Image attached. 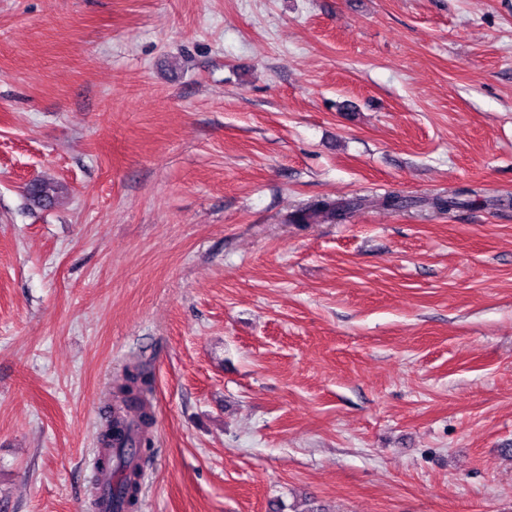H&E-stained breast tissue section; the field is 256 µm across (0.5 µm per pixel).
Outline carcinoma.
Returning a JSON list of instances; mask_svg holds the SVG:
<instances>
[{"label": "carcinoma", "mask_w": 512, "mask_h": 512, "mask_svg": "<svg viewBox=\"0 0 512 512\" xmlns=\"http://www.w3.org/2000/svg\"><path fill=\"white\" fill-rule=\"evenodd\" d=\"M62 192L61 184L37 180L27 189L29 201L36 207H48L58 200ZM372 203L368 197H360L349 202H336L322 198L313 200L290 215L292 224H314L320 220L330 219L335 222L345 220L350 210ZM421 203L438 213H449L455 209L473 203L470 191H456L448 195H436L424 198ZM153 391L151 374L138 364L129 365L125 370V383L120 393L126 401H142ZM152 415L147 405H142L137 421H127L118 413L105 417L101 428V437L106 445L102 457V471L118 478L116 491L122 508L132 509L138 502L140 492L139 474L127 465L126 458L141 451L150 444L148 429Z\"/></svg>", "instance_id": "cac0c4a2"}]
</instances>
